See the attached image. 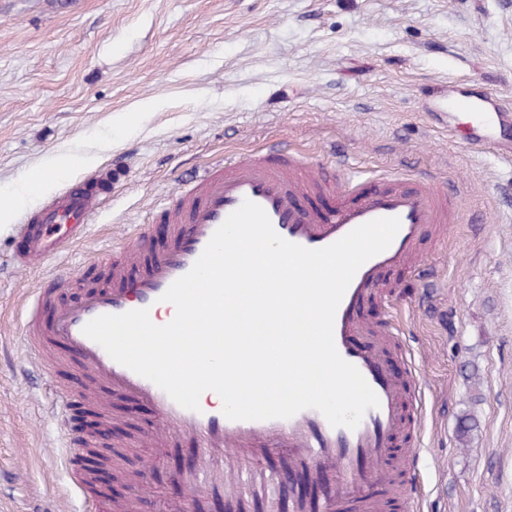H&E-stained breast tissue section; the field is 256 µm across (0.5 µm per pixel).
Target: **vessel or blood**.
Listing matches in <instances>:
<instances>
[{
	"label": "vessel or blood",
	"instance_id": "vessel-or-blood-1",
	"mask_svg": "<svg viewBox=\"0 0 512 512\" xmlns=\"http://www.w3.org/2000/svg\"><path fill=\"white\" fill-rule=\"evenodd\" d=\"M477 111L470 144L492 143L497 129L512 127V107L490 90L460 93L445 89L440 117L454 126L458 113ZM308 164L304 150L271 147L239 155L183 185L162 211L173 226L161 251L145 250V234L125 259L113 261L109 289L82 300L56 304L50 289L37 291L26 309L28 345L49 343L74 356L98 382L104 394L119 393L148 409L158 433L202 460L200 466L175 475L188 496L181 506L161 505L159 512H203L208 500L223 501L225 512H403L417 508L419 448L406 451L408 493L395 495V439L405 430L420 432V369L402 351L405 374H398L383 346L399 329L392 315L369 322L366 306L391 295L394 274L418 259L421 240L431 224L452 222L451 191L437 181L365 175L344 170L334 184L330 208L301 205L311 187L301 177ZM98 176L87 184L58 192L29 213L16 227L17 270L52 259L80 239L98 206ZM266 212L284 239L309 249L329 246L369 221L395 217L400 229L390 246L356 272L336 311L334 342L339 355L354 365L379 399L356 428L331 426L318 410L305 409L289 418L228 419L223 406L203 398L191 411L177 404L150 380L113 360L83 333L101 315L145 309L160 321L173 308L162 296L190 271L214 232L243 201ZM142 272H135V265ZM51 318H43L44 308Z\"/></svg>",
	"mask_w": 512,
	"mask_h": 512
}]
</instances>
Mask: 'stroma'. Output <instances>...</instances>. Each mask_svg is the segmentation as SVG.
Here are the masks:
<instances>
[{
    "instance_id": "obj_1",
    "label": "stroma",
    "mask_w": 512,
    "mask_h": 512,
    "mask_svg": "<svg viewBox=\"0 0 512 512\" xmlns=\"http://www.w3.org/2000/svg\"><path fill=\"white\" fill-rule=\"evenodd\" d=\"M469 79L512 104V0H0V512H82L51 412L53 371L25 359L23 313L111 284L105 257L132 228L168 240L161 210L227 153L297 144L312 164L427 174L457 184L455 219L397 278L403 340L423 375L422 512H512V160L454 142L429 104ZM112 183L83 237L26 274L14 221L93 172ZM42 170L46 186L23 197ZM101 448L125 461L98 481L116 512L157 458L139 512L184 497L146 410L102 394L69 359ZM471 430L459 440L460 418Z\"/></svg>"
}]
</instances>
